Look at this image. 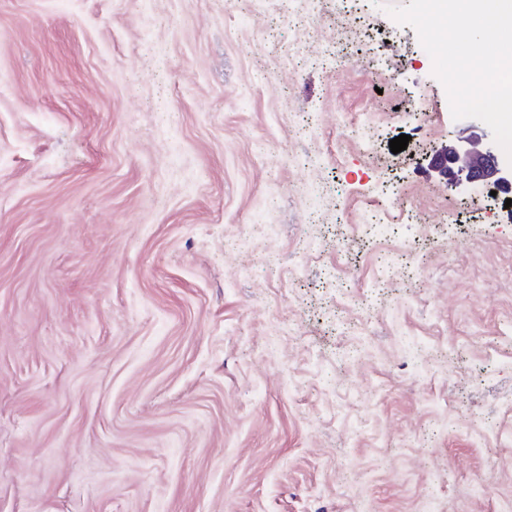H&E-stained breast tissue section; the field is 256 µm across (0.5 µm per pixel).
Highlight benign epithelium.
Instances as JSON below:
<instances>
[{
  "instance_id": "benign-epithelium-1",
  "label": "benign epithelium",
  "mask_w": 512,
  "mask_h": 512,
  "mask_svg": "<svg viewBox=\"0 0 512 512\" xmlns=\"http://www.w3.org/2000/svg\"><path fill=\"white\" fill-rule=\"evenodd\" d=\"M429 166L446 180L448 189L457 193L481 186L512 190V167L504 164L496 148L476 133L459 136L435 150Z\"/></svg>"
}]
</instances>
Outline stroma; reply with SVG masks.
<instances>
[{"instance_id":"stroma-1","label":"stroma","mask_w":512,"mask_h":512,"mask_svg":"<svg viewBox=\"0 0 512 512\" xmlns=\"http://www.w3.org/2000/svg\"><path fill=\"white\" fill-rule=\"evenodd\" d=\"M409 2L0 0V512H512V207ZM482 136H458L430 156V170L446 180L448 189L457 193L481 186L512 190V167L501 161L496 148Z\"/></svg>"}]
</instances>
